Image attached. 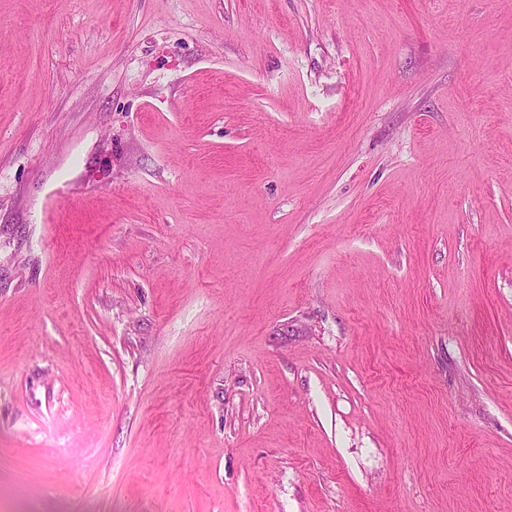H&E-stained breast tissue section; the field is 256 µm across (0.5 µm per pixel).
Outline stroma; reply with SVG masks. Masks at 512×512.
<instances>
[{
    "label": "stroma",
    "instance_id": "obj_1",
    "mask_svg": "<svg viewBox=\"0 0 512 512\" xmlns=\"http://www.w3.org/2000/svg\"><path fill=\"white\" fill-rule=\"evenodd\" d=\"M0 512H512V0H0Z\"/></svg>",
    "mask_w": 512,
    "mask_h": 512
}]
</instances>
